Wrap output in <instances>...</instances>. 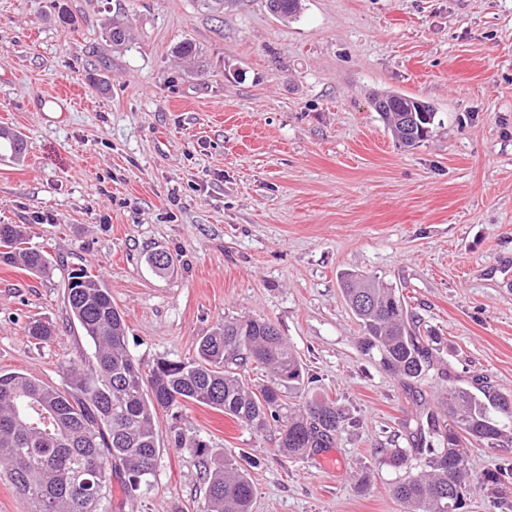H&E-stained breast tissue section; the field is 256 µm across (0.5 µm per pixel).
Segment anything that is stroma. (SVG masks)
Returning a JSON list of instances; mask_svg holds the SVG:
<instances>
[{
  "label": "stroma",
  "instance_id": "stroma-1",
  "mask_svg": "<svg viewBox=\"0 0 512 512\" xmlns=\"http://www.w3.org/2000/svg\"><path fill=\"white\" fill-rule=\"evenodd\" d=\"M121 7L133 40L116 50L103 28ZM185 38L200 61L173 55ZM381 91L430 103L439 125L399 147L369 103ZM0 132L26 143L0 155V224L25 225L53 264L44 279L0 264V371L57 385L91 357L65 301L84 267L140 362L265 318L308 390L345 411L333 446L305 457L274 427L161 413L150 487L113 489L111 512H202L203 467L177 428L248 470L253 512H403L378 451L408 447L413 395L435 403L438 386L407 388L360 352L348 273L395 288L452 383L512 393V0H303L290 21L265 0L220 20L197 0H0ZM32 317L52 343L28 336ZM467 512H512V478L473 487Z\"/></svg>",
  "mask_w": 512,
  "mask_h": 512
}]
</instances>
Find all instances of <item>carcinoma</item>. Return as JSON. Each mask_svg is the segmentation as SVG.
Instances as JSON below:
<instances>
[{
  "mask_svg": "<svg viewBox=\"0 0 512 512\" xmlns=\"http://www.w3.org/2000/svg\"><path fill=\"white\" fill-rule=\"evenodd\" d=\"M281 19L301 13L302 0H267ZM112 47L131 39L130 20L118 11L105 27ZM416 99L392 91L373 95L371 106L403 147L423 141L437 112H413ZM0 264L19 265L37 277L51 273L46 251L28 245L21 224H0ZM346 302L363 328L360 351L378 355L391 374L413 384L433 366L432 337L416 330L395 289L351 274ZM72 319L93 345V359L73 358L60 386L23 372H0V469L36 512H109L112 480L128 494L154 476L158 413L183 403L224 412L257 432L280 423L278 446L304 457L330 448L346 420L335 402L306 396L304 366L273 323L226 322L199 340L191 360L159 359L144 365L130 353L126 323L103 279L80 270L65 285ZM38 344L56 338L40 319L26 324ZM269 370L270 383L253 391L241 372ZM420 407L406 433L411 448H383V461L407 476L391 487L405 512H460L467 506L465 445L512 446V395L476 379L472 387L448 383L437 410ZM177 448L200 457L208 479L203 512H251L255 486L248 473L197 437L174 435ZM427 454V470L412 474L413 455Z\"/></svg>",
  "mask_w": 512,
  "mask_h": 512,
  "instance_id": "obj_1",
  "label": "carcinoma"
}]
</instances>
